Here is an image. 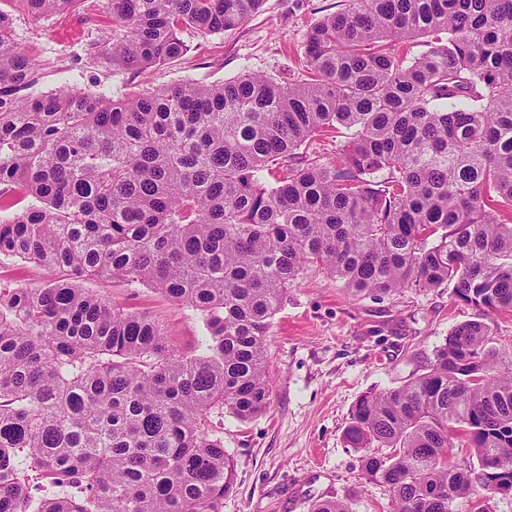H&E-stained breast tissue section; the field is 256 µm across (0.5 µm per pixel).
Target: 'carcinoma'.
<instances>
[{
    "mask_svg": "<svg viewBox=\"0 0 512 512\" xmlns=\"http://www.w3.org/2000/svg\"><path fill=\"white\" fill-rule=\"evenodd\" d=\"M22 2L39 19L76 0ZM262 2L107 0L97 56L163 65L180 28L231 30ZM305 67L288 85L36 93L0 12V262L61 273L0 283V512H222L234 463L211 417L269 408L267 336L309 267L353 295L448 284L478 311L426 372L351 407L348 442L393 512L512 493V470L487 468L512 458V359L487 323L512 313V0H346L308 30ZM342 128L340 163L305 160ZM91 279L154 289L206 336L177 353Z\"/></svg>",
    "mask_w": 512,
    "mask_h": 512,
    "instance_id": "cac0c4a2",
    "label": "carcinoma"
}]
</instances>
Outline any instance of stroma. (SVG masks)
Listing matches in <instances>:
<instances>
[{
    "label": "stroma",
    "instance_id": "stroma-1",
    "mask_svg": "<svg viewBox=\"0 0 512 512\" xmlns=\"http://www.w3.org/2000/svg\"><path fill=\"white\" fill-rule=\"evenodd\" d=\"M343 7V0H265L237 29H182L187 51L168 64L123 70L95 57L96 43L112 28L104 0H76L43 19L29 15L21 0H0L18 44L36 64L37 91L65 83L76 91L107 87L116 99L245 72L282 84L302 79L309 28ZM88 286L116 307L158 319L179 353L193 351L205 334L199 314L152 289L103 280ZM475 316L448 287L354 296L336 277L305 271L267 338L269 409L245 423L228 413L212 419L236 471L222 512H310L325 499L348 501L351 512H392L387 493L365 479L359 452L346 442L351 407L364 393L400 387L425 372L436 347Z\"/></svg>",
    "mask_w": 512,
    "mask_h": 512
}]
</instances>
